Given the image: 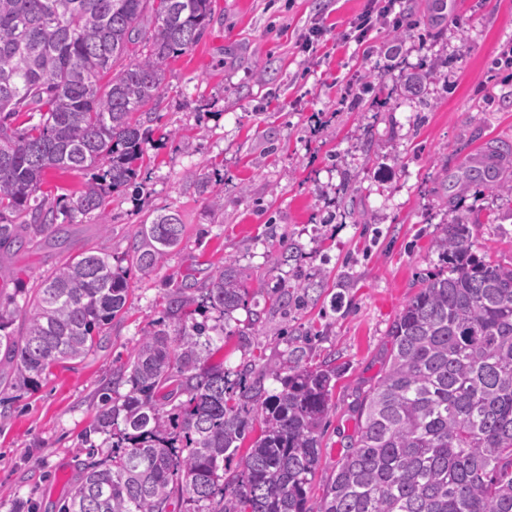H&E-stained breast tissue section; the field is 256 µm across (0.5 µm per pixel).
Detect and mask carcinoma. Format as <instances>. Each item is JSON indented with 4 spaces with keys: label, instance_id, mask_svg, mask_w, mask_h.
Masks as SVG:
<instances>
[{
    "label": "carcinoma",
    "instance_id": "cac0c4a2",
    "mask_svg": "<svg viewBox=\"0 0 512 512\" xmlns=\"http://www.w3.org/2000/svg\"><path fill=\"white\" fill-rule=\"evenodd\" d=\"M211 0H0V261L14 248L49 242L69 224L107 223L105 203L131 186L144 160V107L160 97L169 59L203 37ZM144 57L126 62L129 46ZM115 72L107 85L101 78ZM50 170L90 173L69 206L42 184ZM488 188L512 194L495 166L474 169ZM180 218L157 214L139 225L132 264L150 276L179 247ZM448 270L425 279L402 308L378 379L357 404V428L324 496L309 504L320 466L324 420L338 371L294 364L265 374L281 384L266 396L232 373L197 364L210 352V327L181 292L168 303L176 336L142 337L117 381L130 391L102 397L89 432L111 440L85 465L59 512H512V267L473 252L461 216L439 225ZM244 272L233 262L200 289L199 307L227 323L245 305ZM112 256L85 252L53 268L30 297L22 334L17 309L0 299V355L11 385L31 389L60 363L82 360L129 297ZM177 425L161 411L175 396ZM241 469L229 472L252 431Z\"/></svg>",
    "mask_w": 512,
    "mask_h": 512
}]
</instances>
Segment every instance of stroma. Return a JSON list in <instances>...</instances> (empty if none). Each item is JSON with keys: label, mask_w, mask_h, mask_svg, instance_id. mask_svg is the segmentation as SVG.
I'll return each instance as SVG.
<instances>
[{"label": "stroma", "mask_w": 512, "mask_h": 512, "mask_svg": "<svg viewBox=\"0 0 512 512\" xmlns=\"http://www.w3.org/2000/svg\"><path fill=\"white\" fill-rule=\"evenodd\" d=\"M367 0H212L204 37L169 59L152 103L144 167L113 193L108 226L71 224L63 247L26 246L0 264L21 330L48 272L87 250L110 254L131 295L101 346L57 364L26 391L6 388L0 361V512H59L82 475L103 388L136 343L166 321L174 287L190 296L235 262L244 307L215 339L208 365L287 364L309 335L304 365L338 376L310 485L319 500L382 368L389 331L425 278L445 270L437 225L469 222L477 258L512 267V195L467 182L487 142L512 145V0H399V18L357 41ZM319 36H311L312 27ZM422 72L419 94L406 74ZM179 214L181 245L150 277L128 255L138 224ZM310 281L305 301L292 296Z\"/></svg>", "instance_id": "1"}]
</instances>
